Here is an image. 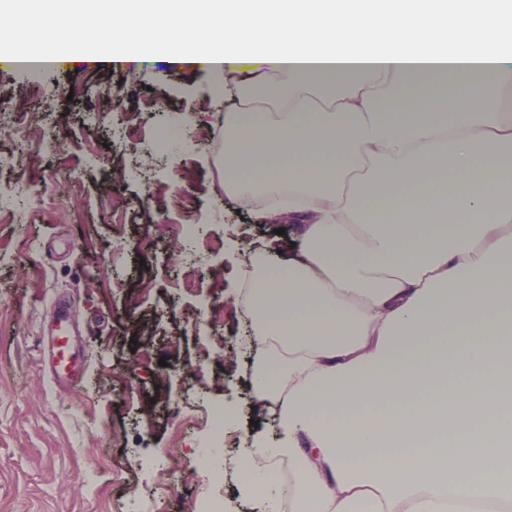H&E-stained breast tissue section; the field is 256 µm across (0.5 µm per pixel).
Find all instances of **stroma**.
<instances>
[{"instance_id":"35a3bbf8","label":"stroma","mask_w":512,"mask_h":512,"mask_svg":"<svg viewBox=\"0 0 512 512\" xmlns=\"http://www.w3.org/2000/svg\"><path fill=\"white\" fill-rule=\"evenodd\" d=\"M223 83L162 62L0 69V196L14 200L0 215V512L152 497L160 512H259L236 469L204 478L199 452L204 411L249 397L245 319L226 284L245 244L278 239L220 187ZM27 181L39 199L21 194ZM181 224L196 225L193 241ZM57 302L82 332L74 385L40 359ZM162 449L161 487L141 464Z\"/></svg>"}]
</instances>
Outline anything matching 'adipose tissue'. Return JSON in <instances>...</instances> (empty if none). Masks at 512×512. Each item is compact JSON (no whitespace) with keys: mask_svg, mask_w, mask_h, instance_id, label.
Wrapping results in <instances>:
<instances>
[{"mask_svg":"<svg viewBox=\"0 0 512 512\" xmlns=\"http://www.w3.org/2000/svg\"><path fill=\"white\" fill-rule=\"evenodd\" d=\"M70 65L224 74V193L297 256L236 284L262 512H512V9L503 0H67ZM262 37L258 50L242 45ZM247 73L239 82L237 74ZM273 88L280 109L257 99ZM418 90V106L402 93ZM288 462L287 484L266 470Z\"/></svg>","mask_w":512,"mask_h":512,"instance_id":"adipose-tissue-1","label":"adipose tissue"}]
</instances>
